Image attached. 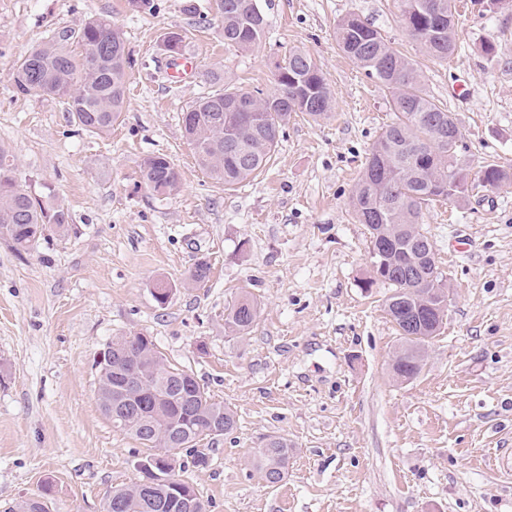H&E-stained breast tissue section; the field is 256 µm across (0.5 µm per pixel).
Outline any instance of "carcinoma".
I'll return each instance as SVG.
<instances>
[{
	"instance_id": "1",
	"label": "carcinoma",
	"mask_w": 512,
	"mask_h": 512,
	"mask_svg": "<svg viewBox=\"0 0 512 512\" xmlns=\"http://www.w3.org/2000/svg\"><path fill=\"white\" fill-rule=\"evenodd\" d=\"M224 25V43L248 50L266 38L267 22L261 0H215ZM411 40L427 56L445 61L457 46L451 0H396ZM338 45L390 93L394 117L374 143L353 195L358 221L366 225L381 249L373 257L374 279L392 288L387 312L404 344L392 363L396 380L414 378L422 369L425 339L432 336L434 309L448 301L440 284L435 258L427 257L420 241L429 239L422 227V207L434 201H452L465 191V181L454 165L461 131L442 107L424 90L414 63L394 49L381 33L357 17L338 24ZM84 54L70 51V31L53 32L45 41L19 58L12 69L15 94L48 96L61 100L74 121L92 134L112 129L125 104L128 53L124 33L112 19L87 18L78 30ZM164 48L170 56L182 54L184 36L165 33ZM272 88L247 90L234 85L208 93L189 105L183 116L184 132L199 165L210 176L234 186L256 177L269 164L280 133L294 112L318 121L333 107V96L312 56L291 49L277 63ZM145 184L158 196H168L180 183L175 165L164 155L144 161ZM512 179V173L496 164L481 170V182L496 186ZM69 214L61 206L49 207L42 196L22 185L9 150L0 145V239L19 255L27 253L47 226L67 230ZM258 304L247 294L239 296L224 315V328L234 334L248 333L257 318ZM143 352L151 357L158 374L173 385L151 381L153 392L143 398L145 418H129L116 429L128 433L150 450L137 461L141 480L112 490V499L123 504L121 512H168L171 499L163 478L169 460L192 457L197 468L208 466V457L197 449L204 431L218 425L224 432L236 426L233 412L216 402L205 388L184 370L168 362L149 336H120L113 346ZM98 400L102 410L117 397V377L108 358L96 363ZM188 423L193 435L178 441L167 438L172 423ZM293 455V446L282 435L265 438L254 453L253 465L263 480L272 469ZM43 486L40 500H24L10 512H49Z\"/></svg>"
}]
</instances>
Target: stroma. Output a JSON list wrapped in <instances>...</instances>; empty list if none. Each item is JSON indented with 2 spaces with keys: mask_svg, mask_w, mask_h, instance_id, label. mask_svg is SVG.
<instances>
[{
  "mask_svg": "<svg viewBox=\"0 0 512 512\" xmlns=\"http://www.w3.org/2000/svg\"><path fill=\"white\" fill-rule=\"evenodd\" d=\"M0 0V144L21 184L70 215L17 255L0 240V512L51 484L50 512H104L136 482L146 448L115 429L97 400L94 360L116 336L152 337L230 408L235 429L201 442L207 468L176 467L207 512H512V180L481 186L488 162L512 169V0H470L458 47L428 59L394 0H272L267 38L225 46L214 0ZM112 16L130 56L125 108L110 132L80 129L64 104L14 95L9 72L52 31ZM356 15L412 59L429 95L463 135L462 198L435 202L423 228L449 292L420 373L400 383L403 341L373 280L370 242L351 206L355 184L392 113L387 90L336 42ZM182 32L197 68L170 85L162 37ZM311 54L334 97L326 119L292 115L262 174L224 186L203 171L182 114L214 75L268 89L289 49ZM467 98L452 96L456 83ZM166 155L181 187L146 188L142 164ZM211 272L188 279L198 259ZM173 292L152 295L157 279ZM259 304L244 335L224 329L242 294ZM294 447L269 486L251 471L269 435Z\"/></svg>",
  "mask_w": 512,
  "mask_h": 512,
  "instance_id": "obj_1",
  "label": "stroma"
}]
</instances>
